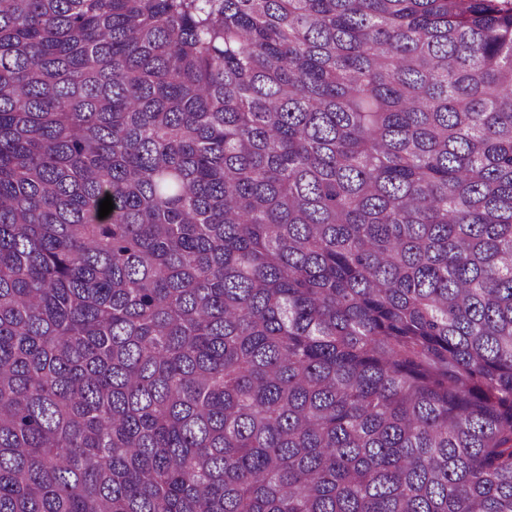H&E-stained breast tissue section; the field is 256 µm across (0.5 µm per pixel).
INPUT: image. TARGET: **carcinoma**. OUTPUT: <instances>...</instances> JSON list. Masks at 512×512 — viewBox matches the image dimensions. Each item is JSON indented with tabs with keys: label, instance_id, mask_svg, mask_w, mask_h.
I'll use <instances>...</instances> for the list:
<instances>
[{
	"label": "carcinoma",
	"instance_id": "1",
	"mask_svg": "<svg viewBox=\"0 0 512 512\" xmlns=\"http://www.w3.org/2000/svg\"><path fill=\"white\" fill-rule=\"evenodd\" d=\"M0 512H512V0H0Z\"/></svg>",
	"mask_w": 512,
	"mask_h": 512
}]
</instances>
